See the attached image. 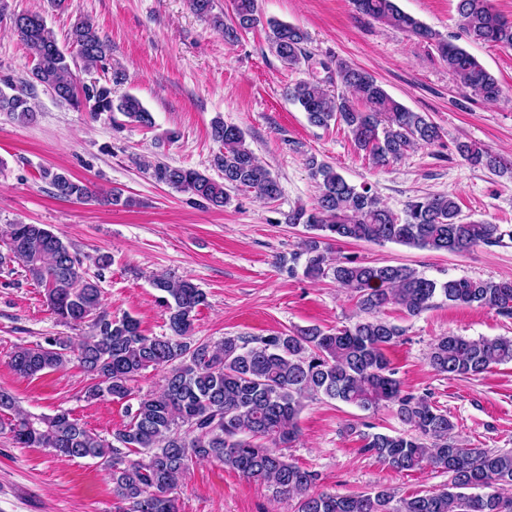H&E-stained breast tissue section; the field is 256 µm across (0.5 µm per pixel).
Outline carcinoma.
<instances>
[{
	"mask_svg": "<svg viewBox=\"0 0 512 512\" xmlns=\"http://www.w3.org/2000/svg\"><path fill=\"white\" fill-rule=\"evenodd\" d=\"M192 9L224 29L233 42L242 31L261 22L258 0H233L229 21L213 13V0H190ZM363 15L399 31L434 42L456 84L483 102L501 97L498 81L466 49L444 41L432 29L402 11L396 0H354ZM457 13L466 37L476 43L512 49V20L491 7L489 0H458ZM14 34L35 65L22 86L0 81V112L23 123L34 120L30 91L37 85L77 112L94 118L118 112L127 122L154 126L152 113L135 96L116 98L112 79L78 83L72 65L97 69L106 59L108 44L88 19H77L67 33L71 50L59 46L54 33L37 12L10 17ZM308 33L290 23L271 24V44L280 60L297 66L308 59ZM336 79L330 93L320 80H303L288 95L304 109L310 124L345 126L356 147L372 163L384 167L401 159L415 145L440 139L439 127L425 114L413 112L390 96L368 72L338 62L322 64ZM212 137L224 145L215 155L216 180L194 169L158 162L147 163L158 183L189 193L222 209L231 204L230 191H251L264 200L280 195V186L246 144L243 131L214 121ZM459 154L472 166L495 175H512V160L475 142H460ZM308 166L318 185L316 204L288 213L287 223L307 231L301 243L305 274L331 278L354 294L358 319L350 325L323 330L317 326L274 336H226L218 343L192 338L205 293L189 278L161 274L153 285L163 294L168 334L148 336L139 321L114 317L102 308L98 284L111 258L95 259V278L86 276L84 257L46 224H12L0 265L22 264L28 278L44 289L47 303L67 324L89 331L68 356L66 344L14 348L10 366L21 377L60 371L70 363L94 380L90 399L131 395V384L143 372L165 368L163 389L140 397L130 420L100 437L73 418L69 411L36 415L26 411L8 391L0 390V414L11 415L8 427L22 448H50L70 459L92 458L108 473L117 500L116 512H178L175 491L190 466L217 461L248 479L265 482L276 493L296 501L295 512H512V452L466 448L455 436L452 417L425 394L403 389L390 368L385 350L398 341L402 329L383 317L390 308L411 316L429 309L440 298L457 306L494 310L512 319V280L430 279L406 265L370 264L333 256L332 245L342 241L395 243L417 249L465 255L475 248L500 243L501 225L465 220L454 196L427 195L407 201L398 215L382 205L368 185L349 183L336 169L311 157ZM42 178L59 198L88 203L104 201L129 206L121 192H99L65 170H42ZM512 363V337L467 339L450 334L431 345L429 364L438 374L466 378L496 365ZM323 395L363 411L392 408L407 427L399 434L367 433L364 450L395 472L430 467L448 473V485L407 497L388 488L361 495H338L315 490L318 476L290 462L284 448L299 434L302 401ZM143 455L139 460L128 453Z\"/></svg>",
	"mask_w": 512,
	"mask_h": 512,
	"instance_id": "carcinoma-1",
	"label": "carcinoma"
}]
</instances>
